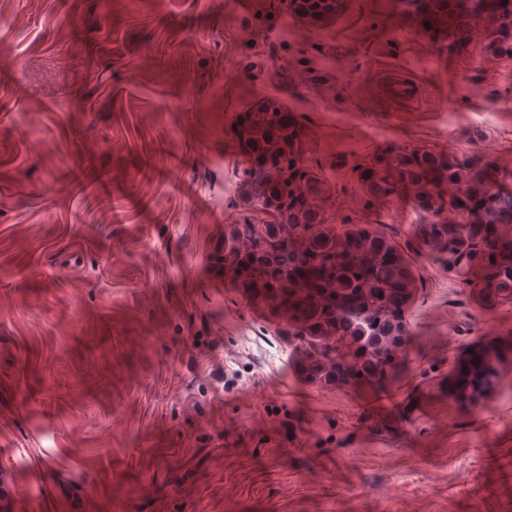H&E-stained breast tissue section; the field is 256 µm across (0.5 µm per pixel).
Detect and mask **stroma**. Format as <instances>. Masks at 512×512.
Returning a JSON list of instances; mask_svg holds the SVG:
<instances>
[{"label":"stroma","mask_w":512,"mask_h":512,"mask_svg":"<svg viewBox=\"0 0 512 512\" xmlns=\"http://www.w3.org/2000/svg\"><path fill=\"white\" fill-rule=\"evenodd\" d=\"M418 21L390 0L318 21L289 0H0V512H512V296L433 261L412 194L362 176L393 149L512 170V111L444 112L466 86L512 103V58ZM259 102L295 116L322 222L392 235L416 278L382 390L320 384L287 307L224 271L229 227L274 221L240 200L234 126ZM90 165L106 189L78 184ZM490 345L475 406L450 386ZM386 88L390 98L403 107H413L417 102V85L408 78L390 74L386 79Z\"/></svg>","instance_id":"1"}]
</instances>
